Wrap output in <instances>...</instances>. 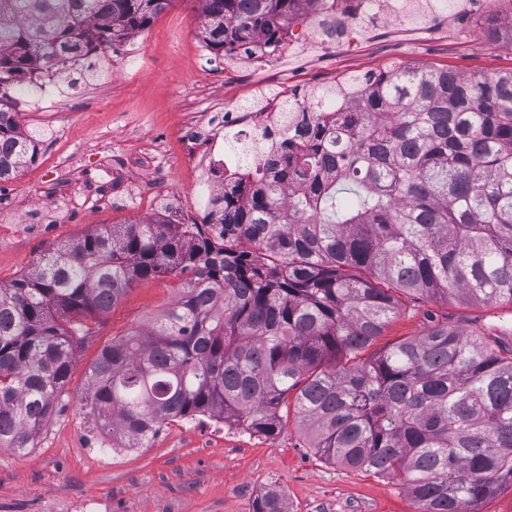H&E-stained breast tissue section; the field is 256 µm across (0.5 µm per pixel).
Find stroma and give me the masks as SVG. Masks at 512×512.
<instances>
[{"label": "stroma", "instance_id": "obj_1", "mask_svg": "<svg viewBox=\"0 0 512 512\" xmlns=\"http://www.w3.org/2000/svg\"><path fill=\"white\" fill-rule=\"evenodd\" d=\"M456 2L431 0L394 22L387 40L338 56L295 29L298 45L280 55L283 78L274 81L232 56L200 54L198 0H171L144 31L54 77L41 106H31L27 82L16 83L18 122L45 137L21 174L0 183V286L103 224L157 222L173 206L203 223L195 182L218 175L190 162L185 132L222 126L225 102L258 111L287 96L295 80L323 87L400 65L467 76L512 69V45L490 39ZM188 279L135 283L78 341L67 394L33 448H0V512H253L266 493L280 496L286 512H414L394 482L322 460L294 417L273 436L204 417L169 421L142 448L117 447L96 428L83 404L90 363L112 339L149 328ZM470 320L511 327L512 308L407 299L374 346Z\"/></svg>", "mask_w": 512, "mask_h": 512}]
</instances>
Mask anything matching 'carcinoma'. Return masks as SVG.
<instances>
[{
	"label": "carcinoma",
	"mask_w": 512,
	"mask_h": 512,
	"mask_svg": "<svg viewBox=\"0 0 512 512\" xmlns=\"http://www.w3.org/2000/svg\"><path fill=\"white\" fill-rule=\"evenodd\" d=\"M199 2L210 52L232 54L261 34L280 50L275 35L301 0ZM169 3L0 0V86L75 66ZM352 108L297 145L284 100L274 158L250 186H224L219 235L208 224H112L0 287V447H34L90 322L136 281L190 270L162 319L89 366L86 406L119 447L196 416L271 436L292 408L321 459L392 480L417 512H478L512 486L507 332L434 326L363 355L404 297L512 306V71L406 66L378 75ZM42 137L0 108V182ZM254 512L286 510L269 494Z\"/></svg>",
	"instance_id": "obj_1"
}]
</instances>
